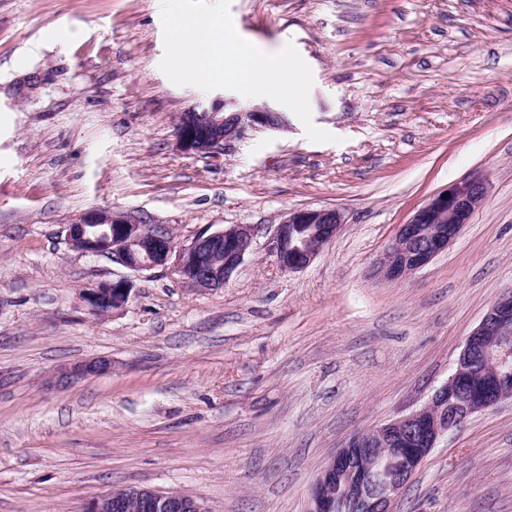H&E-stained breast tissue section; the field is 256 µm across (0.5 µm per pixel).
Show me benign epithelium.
I'll return each instance as SVG.
<instances>
[{
	"instance_id": "obj_1",
	"label": "benign epithelium",
	"mask_w": 512,
	"mask_h": 512,
	"mask_svg": "<svg viewBox=\"0 0 512 512\" xmlns=\"http://www.w3.org/2000/svg\"><path fill=\"white\" fill-rule=\"evenodd\" d=\"M285 113L267 105L244 107L233 96L217 97L181 113L176 149L199 157L214 156L256 127H286ZM487 194L479 176L460 179L439 191L399 226L378 262L388 279H398L430 263L470 223ZM344 223L335 208L298 209L276 225L273 243L286 273L306 269ZM258 227L229 224L205 231L187 243L176 242L160 228L128 215L92 208L66 227L70 247L82 253L107 255L134 274L156 268L199 291L224 287L252 252ZM133 283L128 278L97 283L82 291L95 315L126 308ZM493 371L492 387L448 406L454 388L479 368ZM111 362L91 359L63 371L74 380L108 371ZM512 399V292L487 310L469 335L448 382L420 409L349 438L323 466L311 493L309 512H393L392 505L439 438L458 421ZM82 512H207L202 504L178 492L159 493L137 487L114 489L89 499Z\"/></svg>"
}]
</instances>
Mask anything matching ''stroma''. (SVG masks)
I'll return each mask as SVG.
<instances>
[{"label":"stroma","instance_id":"obj_1","mask_svg":"<svg viewBox=\"0 0 512 512\" xmlns=\"http://www.w3.org/2000/svg\"><path fill=\"white\" fill-rule=\"evenodd\" d=\"M238 34L293 43L314 77L296 116L223 155L175 148L214 92L162 73L160 0H0V512H80L135 486L208 512H308L323 465L359 431L421 408L512 291V0H232ZM488 192L429 264L375 272L399 225L472 175ZM119 211L179 242L252 224L224 288L129 276L65 228ZM344 223L283 272L288 211ZM132 277L124 311L83 288ZM102 358L109 371L60 373ZM393 512H512V400L442 436Z\"/></svg>","mask_w":512,"mask_h":512}]
</instances>
